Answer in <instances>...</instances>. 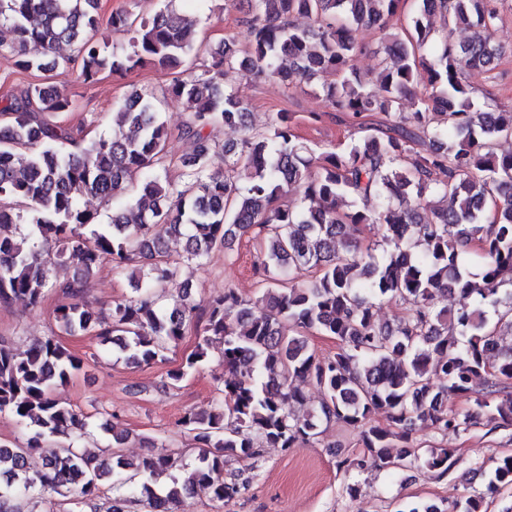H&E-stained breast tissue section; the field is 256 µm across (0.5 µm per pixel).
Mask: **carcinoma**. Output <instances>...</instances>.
I'll use <instances>...</instances> for the list:
<instances>
[{
	"mask_svg": "<svg viewBox=\"0 0 512 512\" xmlns=\"http://www.w3.org/2000/svg\"><path fill=\"white\" fill-rule=\"evenodd\" d=\"M401 0H224L244 14L245 48L225 41L213 69L184 75L200 51L197 20L168 6L151 16L128 9L102 14L99 0H0V57L20 71L53 72L59 80L30 83L0 100V306L18 299L32 307L57 296L62 334L96 336L120 347L127 363L165 359L187 324H202L194 352L168 371L177 387L220 354L224 389L208 410H191L181 425L192 434L195 458L147 457L136 463L117 451L129 432L112 429L108 455L74 442L93 435L88 417L52 397L82 370L83 360L54 335L17 352L0 341V413L30 428L22 445L0 444V512H25L33 494L58 496L55 505L100 512L104 483L139 477L131 492L149 512H174L181 495L204 488L212 500H234L244 483L224 468L264 445L299 448L318 441L321 427L342 423L357 432L363 452L342 460L348 470L391 469L396 462L443 477L454 450H415L419 429L448 434L485 424L512 423V106L495 100L475 107L464 69L495 68L501 58L491 31L497 0H418L407 25L396 27ZM306 16L305 27L293 24ZM444 23L438 27L434 17ZM463 25L468 39L450 30ZM361 30L381 33L372 78L353 64ZM107 31L131 34L128 48L109 49ZM72 51L59 54L61 47ZM176 74L168 94L185 105L183 181L168 179V130L153 94L132 88L112 132L90 140L57 121L71 106L63 77L123 75L147 64ZM428 75L418 89L420 72ZM321 86L335 112L355 132L343 150L315 153L294 134L292 116L272 114L255 130L247 105L224 86V76L274 77L285 87ZM381 116L378 123L365 118ZM242 131L223 144L213 131ZM301 188L298 206L279 203ZM129 196L139 222L124 209L100 224L81 199ZM28 205L25 214L13 202ZM26 231H20L21 225ZM377 224L381 240L362 248L360 227ZM253 234L264 247L253 261L260 288L244 298L227 287L204 311L190 289L163 303L177 268L165 260L170 238L203 265L234 238ZM109 264L118 274L137 266L133 295L107 314L83 304L85 281ZM73 275L58 279L56 268ZM453 292V310L437 298ZM394 299L408 314L380 324L378 302ZM318 333L336 340L321 357L308 345ZM323 392L320 406L292 413L306 401L299 384ZM467 396L464 415L448 410V395ZM388 417L382 426L374 417ZM167 472L170 484L151 479ZM485 490L446 506L415 502L408 512H485L489 495L512 487V455L485 472Z\"/></svg>",
	"mask_w": 512,
	"mask_h": 512,
	"instance_id": "carcinoma-1",
	"label": "carcinoma"
}]
</instances>
